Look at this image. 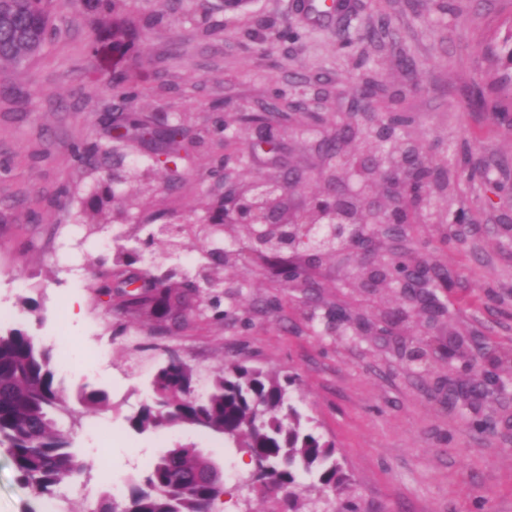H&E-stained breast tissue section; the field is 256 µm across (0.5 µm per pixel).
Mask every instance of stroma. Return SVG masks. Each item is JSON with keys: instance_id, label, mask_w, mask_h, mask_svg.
I'll use <instances>...</instances> for the list:
<instances>
[{"instance_id": "35a3bbf8", "label": "stroma", "mask_w": 512, "mask_h": 512, "mask_svg": "<svg viewBox=\"0 0 512 512\" xmlns=\"http://www.w3.org/2000/svg\"><path fill=\"white\" fill-rule=\"evenodd\" d=\"M42 52L0 93V328L26 327L68 352L69 393L101 387L109 403L75 438L90 475L61 487L79 512H94L103 491L124 501L176 444H194L218 465L219 512H288L282 491L247 489L249 454L223 436L189 427L131 431L126 418L149 395L155 369L176 357L205 391L224 363L239 360L295 378L292 397L317 434L334 443L358 512H512V0H346L328 23L299 0H251L229 13L191 0H130L128 12L91 15L61 8ZM370 83L377 91L359 98ZM134 112L149 123L179 119L204 137L178 176L148 172L143 144L101 151L105 117ZM264 112L275 151L250 150L257 127L239 133L240 159L224 162V121ZM409 116L395 131L419 144L454 191L419 207L411 248L449 270L435 289L449 316L431 323L398 288L356 285L362 261L391 257L386 238L370 254L339 251L311 261L310 288L283 287L248 260L240 238L222 284L201 291L203 314L184 330L146 329L95 303L92 271L108 269L135 225L93 221L88 203L100 180L119 183L138 212L179 215L211 194L222 174L235 184L296 173L293 205L322 193V141L359 114L361 140L375 117ZM466 222L445 241L441 224ZM469 344L459 357L449 334ZM428 352L426 363L417 351ZM35 501L0 448V512Z\"/></svg>"}]
</instances>
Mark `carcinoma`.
Returning <instances> with one entry per match:
<instances>
[{"mask_svg":"<svg viewBox=\"0 0 512 512\" xmlns=\"http://www.w3.org/2000/svg\"><path fill=\"white\" fill-rule=\"evenodd\" d=\"M74 2L100 15L121 11L128 0H0V77L43 51L54 15ZM107 123L111 152L149 136L160 142V152L147 159L149 171L175 174L188 158V148L178 140L183 127L177 122L155 128L138 115H128L117 121L109 117ZM393 150L414 155L415 174L430 173L431 161L417 146L401 143ZM201 205L211 223H224V197L208 198ZM92 207L98 215H122L121 201L106 185L94 196ZM135 262L133 253L117 256L115 268L97 278L94 292L109 296L118 314L142 323L168 316L175 326L187 327L180 312L191 305V285L149 270L131 274L128 266ZM56 364L53 349L27 330L0 333V448L7 449L20 482L42 501L56 496L65 479L91 470L74 448L75 431L60 426L59 419L79 424L108 404L102 389H83L70 399L56 378ZM196 380L189 364L170 358L153 374L149 399L127 417L129 428L143 433L166 425L187 426L222 434L234 447L264 461L265 470L255 472L253 479L287 492L289 512H302L293 490L305 474L317 477L308 486L316 497L308 500L307 512H329L325 491L344 486L347 475L334 443L313 432L310 418L290 402L278 377L230 361L212 376L199 398L192 395ZM212 465L196 446L179 444L154 463L142 482L131 485L125 506L106 492L96 512H215L221 483L197 480Z\"/></svg>","mask_w":512,"mask_h":512,"instance_id":"carcinoma-1","label":"carcinoma"}]
</instances>
